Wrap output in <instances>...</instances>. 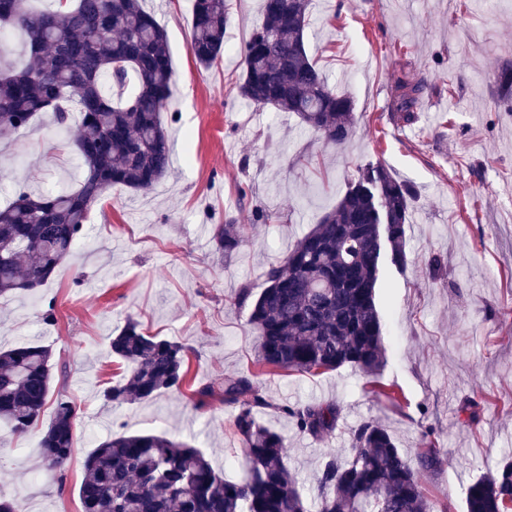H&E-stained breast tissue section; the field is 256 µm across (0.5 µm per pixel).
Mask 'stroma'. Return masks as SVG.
<instances>
[{"instance_id":"1","label":"stroma","mask_w":512,"mask_h":512,"mask_svg":"<svg viewBox=\"0 0 512 512\" xmlns=\"http://www.w3.org/2000/svg\"><path fill=\"white\" fill-rule=\"evenodd\" d=\"M228 4L226 48L203 68L189 49L193 0H145L166 31L174 70L162 114L171 171L146 193L112 186L89 211L81 245L43 287L0 297V347L49 346L53 386L77 413L60 481L39 461L52 408L27 433L0 428V497L16 512H82L84 462L121 432L193 441L228 479L242 480L233 411L219 397L201 408L190 392L106 405L104 388L122 382L125 370L109 338L133 318L147 334L184 344L192 390L252 373L258 332L237 293H260L268 268L335 207L356 166L378 160L417 189L409 262L388 269L381 290V381L394 395L373 393L350 366L265 373L259 380L271 407L259 419L287 438L288 467L309 497L325 455L348 450L363 421L386 425L411 456L430 436L444 461L422 474V485L437 512H462L468 484L512 458V111L493 79L512 60V0H311L307 52L354 103L355 132L341 149L296 116L237 96L239 47L260 0ZM404 74L427 85L409 122L394 101ZM79 121L71 115L62 128L45 113L0 139V193L18 183L36 194L77 189ZM257 208L277 221L249 225L247 243L224 259L212 226ZM435 254L446 259L437 270L427 265ZM307 402L339 405L327 438L300 434L281 411Z\"/></svg>"}]
</instances>
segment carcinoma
Listing matches in <instances>:
<instances>
[{
	"mask_svg": "<svg viewBox=\"0 0 512 512\" xmlns=\"http://www.w3.org/2000/svg\"><path fill=\"white\" fill-rule=\"evenodd\" d=\"M29 0H0V31L20 27L31 57L19 70L0 68V137L51 110L64 125L77 103V150L87 173L79 187L33 196L24 187L0 204V296L38 288L70 255L87 213L120 184L149 191L170 168L171 145L161 114L169 105L173 71L167 35L141 0H57L33 12ZM309 0H261L260 23L240 49L241 98L296 115L328 144L353 133V102L337 93L308 56L304 31ZM227 0H194L190 51L204 67L224 52ZM503 101L512 100V65L497 69ZM426 86L396 81L398 111L414 117ZM414 191L380 161L357 166L336 207L325 214L266 272L250 303L258 330L253 364L317 374L352 366L377 376L386 363L385 324L378 299L390 265H407L406 224ZM246 225H213L215 250L230 259L244 242ZM112 356L128 364L124 381L103 391L113 405L182 393L189 386L188 349L150 336L132 319L110 337ZM52 351L39 343L0 350V422L15 433L35 426L53 402L41 438L40 461L64 479L75 436V410L52 390ZM218 395L235 410L234 432L248 476L224 478L200 449L157 433H115L87 456L79 487L83 512H310L288 468L285 437L257 417L270 407L249 376L215 381L197 391ZM281 411L301 433L331 434L340 417L335 403H306ZM441 462L428 441L411 462L385 425L366 421L351 433L344 453L326 455L315 476L316 512H434L420 473ZM512 460L471 483L465 512H508Z\"/></svg>",
	"mask_w": 512,
	"mask_h": 512,
	"instance_id": "1",
	"label": "carcinoma"
}]
</instances>
